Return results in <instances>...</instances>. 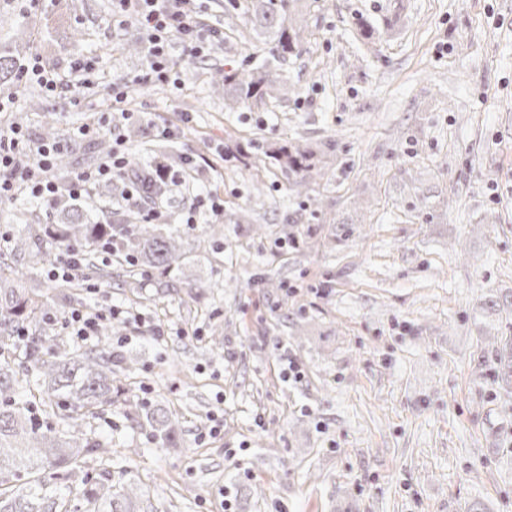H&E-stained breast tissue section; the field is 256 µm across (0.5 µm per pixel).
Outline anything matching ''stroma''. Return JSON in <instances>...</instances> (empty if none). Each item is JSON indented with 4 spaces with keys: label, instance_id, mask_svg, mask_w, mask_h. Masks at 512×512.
<instances>
[{
    "label": "stroma",
    "instance_id": "obj_1",
    "mask_svg": "<svg viewBox=\"0 0 512 512\" xmlns=\"http://www.w3.org/2000/svg\"><path fill=\"white\" fill-rule=\"evenodd\" d=\"M245 2L194 0L223 38L194 60L173 43L177 86L128 89L145 115L123 129L132 159L208 160L164 199L181 230L172 276L200 297H160L157 272L122 261L90 280L86 309L119 311L131 401L171 411L180 445L159 448L119 404L91 422L112 450L87 470L137 486L140 512H512V398L489 375L494 340L512 336V0H299L302 51L273 65L286 94L231 112L209 76L264 58ZM28 36L47 67L91 57L99 74L81 106L34 83L16 95L0 125L37 141L146 65L112 0H52L32 20L0 0V42ZM163 124L180 135L157 138ZM250 141L313 152V178L245 162L235 146ZM82 204L101 223L140 206L120 180ZM35 215L57 221L27 194L0 203V254L25 252ZM42 250L22 284L54 298L67 285Z\"/></svg>",
    "mask_w": 512,
    "mask_h": 512
}]
</instances>
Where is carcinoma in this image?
I'll list each match as a JSON object with an SVG mask.
<instances>
[{
	"label": "carcinoma",
	"mask_w": 512,
	"mask_h": 512,
	"mask_svg": "<svg viewBox=\"0 0 512 512\" xmlns=\"http://www.w3.org/2000/svg\"><path fill=\"white\" fill-rule=\"evenodd\" d=\"M294 0H249L245 14L252 29L267 37L273 58L300 52L301 29L287 25ZM30 44H0V85L19 91L26 87L19 56ZM285 88L269 69L224 73V106L234 109L253 99L275 98ZM264 154L288 175L310 176L311 157L286 147ZM152 199L163 185L154 181L151 167L137 168ZM61 223L45 227L62 254L77 253L81 267L91 266V254L103 239L118 252L134 257L132 266L163 274L180 262L179 235L168 224H92L70 200L55 204ZM19 260L0 263V512H62L64 494L74 483L82 487L85 512H138V488L114 492L112 472L95 476L85 469L87 459L107 453L108 445L88 436L89 420L121 400L125 403V359L106 349L81 350L54 334L59 320L57 302L16 286L24 275ZM39 328L22 342V358L15 371L6 360L19 343L17 331L25 323ZM493 382L512 396V336L500 340L490 368ZM134 422L149 428L162 448H175L179 421L159 404L132 407Z\"/></svg>",
	"instance_id": "1"
}]
</instances>
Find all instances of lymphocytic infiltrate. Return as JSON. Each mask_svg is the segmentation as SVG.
I'll return each mask as SVG.
<instances>
[{"label": "lymphocytic infiltrate", "instance_id": "lymphocytic-infiltrate-1", "mask_svg": "<svg viewBox=\"0 0 512 512\" xmlns=\"http://www.w3.org/2000/svg\"><path fill=\"white\" fill-rule=\"evenodd\" d=\"M186 0H112V25L124 28L128 14H136L143 32V49L148 67L136 75L135 84L171 82L174 65L168 56L173 41H181L190 57H198L204 50V28L196 15L184 8ZM95 74L89 61L74 62L68 74L47 68L40 58H33L24 69V77L38 82L46 92L69 89L75 104H82V89ZM126 85L113 83L112 109L94 113L88 123L73 130L71 137L41 144H33L29 133L13 126L0 130V200L13 198L25 191L31 196L53 203L62 198L79 199L92 185L102 180L129 177V196L140 194L138 179L130 178V149L119 137L118 131L137 121L138 113L123 108ZM96 139L108 137L112 147L94 167L78 169L65 179L54 173L56 161L68 147L70 138Z\"/></svg>", "mask_w": 512, "mask_h": 512}]
</instances>
